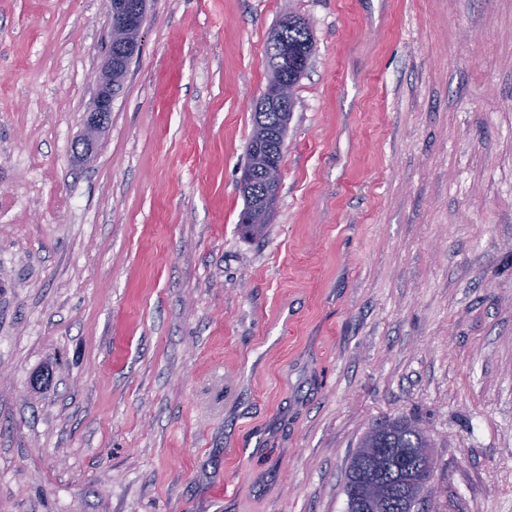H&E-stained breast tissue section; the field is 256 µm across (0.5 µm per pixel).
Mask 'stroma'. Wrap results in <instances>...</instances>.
I'll list each match as a JSON object with an SVG mask.
<instances>
[{"mask_svg":"<svg viewBox=\"0 0 512 512\" xmlns=\"http://www.w3.org/2000/svg\"><path fill=\"white\" fill-rule=\"evenodd\" d=\"M316 51L263 237L265 48ZM105 0H0V512H344L362 436L421 512H512V0H148L90 161ZM284 19H288V26L284 27ZM277 26L281 28L279 41L271 42L269 39L266 45L267 66L269 69L275 68L282 50L287 48L290 52L288 65L283 69L279 68L272 78L280 81L282 77H286L295 87L306 74L315 50L312 32L302 18L292 13L284 15ZM255 178V185H250L247 183L243 192V197L245 200V207L240 215V230L244 235L251 236H260L263 234L266 226L268 218L274 207L268 208L265 216L264 224H248L246 223V219H249L251 215L257 211L263 210L267 203V195L265 193L264 187L261 181V175L255 171L253 172ZM372 438L375 448H402V464L419 471L428 464L423 448H431L425 432L405 420L392 421L370 431L363 439ZM430 474H417L408 478V512H420L419 506L421 505L422 497L424 494H432L434 490V482Z\"/></svg>","mask_w":512,"mask_h":512,"instance_id":"35a3bbf8","label":"stroma"}]
</instances>
